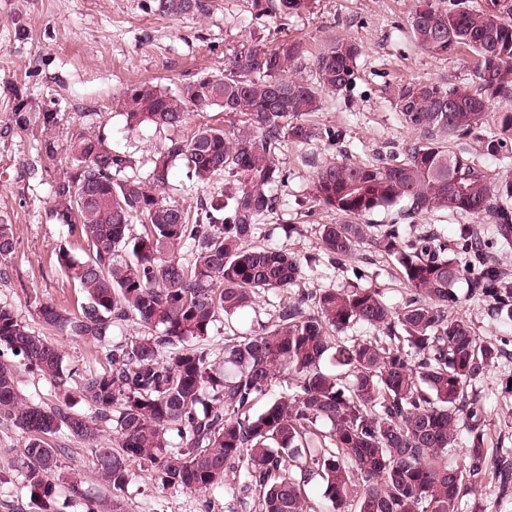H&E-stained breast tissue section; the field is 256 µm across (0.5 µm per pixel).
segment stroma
Listing matches in <instances>:
<instances>
[{
  "label": "stroma",
  "instance_id": "obj_1",
  "mask_svg": "<svg viewBox=\"0 0 512 512\" xmlns=\"http://www.w3.org/2000/svg\"><path fill=\"white\" fill-rule=\"evenodd\" d=\"M207 2L203 15L176 20L153 14L152 0H0V218L12 224L17 240L15 254L0 262V307L47 337L62 351L66 365L98 369L105 363L100 346L46 328L29 303L37 296L74 311L81 302L55 255L61 244L76 253L81 250L80 241L53 212L52 187L71 166L67 144L80 130L103 131L113 150L134 161L135 173L147 174L167 135L151 126L127 130L112 102L135 82L174 90L193 75L223 69L226 49L247 40L253 27L241 0ZM413 7L414 0H316L309 14L277 13L265 20L264 36L271 44L288 37L315 55L329 37L345 36L362 50L347 101L326 98L316 114L321 127L339 130V144L283 142L279 158L290 179L276 190V212L259 225L263 244L309 257L303 291L341 287L357 268L363 285L380 288L391 306H400L409 295L393 258L371 245H362L346 265L332 264L321 255L316 227L334 223L336 215L311 198L310 186L318 166L338 155L368 163L414 140V133L398 121L384 92L386 84L467 80V63L427 53L410 40L406 27ZM47 112L55 117L49 128L43 125ZM223 187L220 179L197 184L178 160L165 196L192 201ZM292 224L301 231L290 236L286 230ZM478 275V269H471L460 284L454 313L473 324L480 336L507 346L508 356L489 369L480 388L489 447L512 448V395L501 391L502 382L512 379V324L496 321L471 295V282ZM288 301V293L266 292L230 323L216 322L208 338L213 360H223L230 335H245L272 321ZM57 441L67 449L63 472L82 474L83 496H104L84 446L63 435ZM23 444L14 423L0 418V512H41L11 465ZM119 500L123 512H259L257 495L241 472L195 494L162 488L150 471L135 464Z\"/></svg>",
  "mask_w": 512,
  "mask_h": 512
}]
</instances>
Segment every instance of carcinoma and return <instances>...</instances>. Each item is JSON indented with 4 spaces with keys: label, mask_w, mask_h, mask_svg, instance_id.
<instances>
[{
    "label": "carcinoma",
    "mask_w": 512,
    "mask_h": 512,
    "mask_svg": "<svg viewBox=\"0 0 512 512\" xmlns=\"http://www.w3.org/2000/svg\"><path fill=\"white\" fill-rule=\"evenodd\" d=\"M153 2L174 19L207 7L204 0ZM241 2L257 23L277 10L309 13L315 0ZM407 33L430 54H469L470 78L393 85L395 111L418 138L374 162L341 158L319 166L311 194L338 216L318 225L323 254L340 265L370 240L393 257L410 297L393 309L378 289L353 281L299 291L276 320L225 343L222 368L205 345L212 325L265 291L300 287L301 258L258 242L256 230L276 208L275 188L288 182L276 159L280 140L325 137L336 145V132L321 130L311 116L324 96L350 92L357 42L331 38L310 79L301 76L302 42L269 47L255 34L225 55L219 73L196 75L175 91L150 83L125 88L115 105L128 129L175 133L144 177L125 175L133 161L99 132L70 142L73 168L52 192L57 218L84 248L76 255L61 245L56 261L83 301L72 312L37 297L31 306L61 335L105 348L108 368H66L57 346L0 307V416L24 434L16 467L33 500L51 506L64 483L69 496L82 498L76 475L54 481L66 448L52 438L63 430L85 444L112 489L110 503L83 498L84 512H121L117 493L133 463L162 487L190 492H206L242 469L261 512H311L305 486L315 478L336 512H460L490 484L508 491L512 454H489L475 388L503 349L453 315L457 284L485 262V240L465 230L449 246L365 219L392 208L410 218L449 212L491 224L500 249L512 248V175L480 169L462 143L471 137L481 155L498 161L512 154V112L496 113L485 131L489 104L512 97V0H416ZM191 109L220 110L229 128L205 124L177 135ZM177 159L202 185L224 178V193L193 206L166 200ZM16 244L12 225L1 221L0 260ZM184 251L192 260L182 261ZM471 291L494 317L512 321V281L500 268H485ZM130 321L144 334L111 343L112 327ZM356 325L382 335H346ZM7 353L15 361L1 360ZM327 359L335 372L322 369ZM19 365L50 380L57 402L25 399ZM283 376L287 391L251 413ZM71 387L92 414L72 410ZM103 423L112 425L110 445L101 443ZM319 425L329 432L317 446ZM462 429L466 454L455 465L450 457Z\"/></svg>",
    "instance_id": "1"
}]
</instances>
